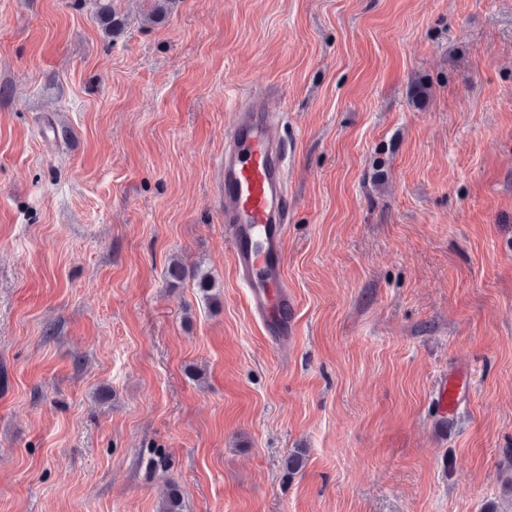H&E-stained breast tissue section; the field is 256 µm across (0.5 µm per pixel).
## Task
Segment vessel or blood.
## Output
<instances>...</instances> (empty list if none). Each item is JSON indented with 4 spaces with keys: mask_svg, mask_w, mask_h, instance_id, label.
Instances as JSON below:
<instances>
[{
    "mask_svg": "<svg viewBox=\"0 0 512 512\" xmlns=\"http://www.w3.org/2000/svg\"><path fill=\"white\" fill-rule=\"evenodd\" d=\"M286 158L268 111L255 105L233 113L218 164L224 242L248 303L275 344L294 329L285 279L290 221ZM468 390L463 373L441 376L432 391L433 402L442 412H452Z\"/></svg>",
    "mask_w": 512,
    "mask_h": 512,
    "instance_id": "b4317fda",
    "label": "vessel or blood"
}]
</instances>
